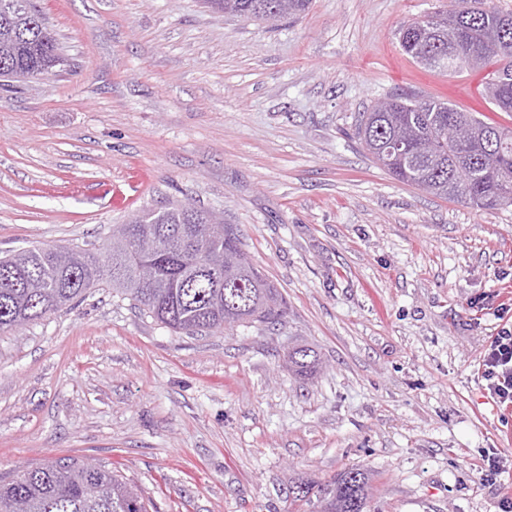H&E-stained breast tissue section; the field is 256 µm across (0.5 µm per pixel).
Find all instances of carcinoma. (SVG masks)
Returning a JSON list of instances; mask_svg holds the SVG:
<instances>
[{"label": "carcinoma", "instance_id": "obj_1", "mask_svg": "<svg viewBox=\"0 0 512 512\" xmlns=\"http://www.w3.org/2000/svg\"><path fill=\"white\" fill-rule=\"evenodd\" d=\"M228 15L269 21L268 13H305L311 0H206ZM433 21L412 19L397 31L401 51L418 66L455 74L489 65L485 94L501 112H512V14L482 0H450ZM64 65L55 35L32 0H0V75L21 79L31 70ZM454 126L459 137L445 135ZM357 135L374 161L395 180L434 196L454 198L480 210L512 206V129L463 112L442 99L412 93L387 97L360 114ZM215 216L172 203L141 210L97 251L43 244L0 257V333L51 315L110 288L176 334L222 335L241 325H276L286 303L254 265L233 269L243 252L237 228L211 237ZM150 263L154 281L140 280ZM288 369L311 376L319 369L314 350L288 351ZM91 485L94 493H85ZM370 477L350 469L328 482L301 481L294 500L319 512H364ZM0 512H154L118 471H92L76 456L48 459L0 484Z\"/></svg>", "mask_w": 512, "mask_h": 512}]
</instances>
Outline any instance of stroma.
I'll list each match as a JSON object with an SVG mask.
<instances>
[{
  "instance_id": "35a3bbf8",
  "label": "stroma",
  "mask_w": 512,
  "mask_h": 512,
  "mask_svg": "<svg viewBox=\"0 0 512 512\" xmlns=\"http://www.w3.org/2000/svg\"><path fill=\"white\" fill-rule=\"evenodd\" d=\"M65 64L0 88V251L95 249L139 210L237 225L281 293L273 327L175 334L111 289L0 333V481L108 462L156 512H300L350 468L366 512H500L512 410L478 363L512 305V207L394 180L358 113L401 92L512 127L484 71L429 73L396 32L446 0H312L258 23L202 0H33ZM321 360L302 378L289 349ZM507 463L481 477L484 450Z\"/></svg>"
}]
</instances>
